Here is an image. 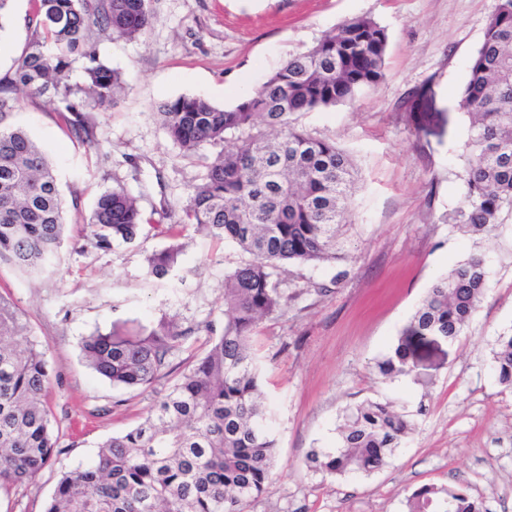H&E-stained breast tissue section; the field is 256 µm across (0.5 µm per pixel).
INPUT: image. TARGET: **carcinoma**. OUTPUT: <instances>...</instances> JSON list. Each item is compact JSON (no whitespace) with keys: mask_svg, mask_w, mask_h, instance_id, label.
I'll return each mask as SVG.
<instances>
[{"mask_svg":"<svg viewBox=\"0 0 512 512\" xmlns=\"http://www.w3.org/2000/svg\"><path fill=\"white\" fill-rule=\"evenodd\" d=\"M28 23L36 37L18 60L11 85L30 95L50 90L66 100L80 92L97 107L122 87L90 36L94 23L134 39L152 23L148 0H36ZM56 53L48 56L43 44ZM388 36L369 17L347 20L309 50L289 57L247 99L231 108L180 96L162 106L169 140L191 155L204 143L225 144L204 162L183 207L185 221L235 242L250 260L224 275V331L133 429L106 440L84 467L62 473L44 512H242L262 496L276 462L258 368L249 348L256 323L282 311L288 266L334 263L342 256L348 205L357 175L332 141L296 125V115L351 104L385 77ZM85 60V87L62 84L73 56ZM18 98L0 85V261L25 274L43 271L61 253L65 210L53 167L21 127L5 124ZM460 105L469 118L464 203L443 223L492 237L512 214V0H499L471 58ZM59 119L76 138L96 144L77 105ZM137 199L122 188L102 191L88 220L92 243L107 250L142 230ZM176 241L145 258V275L169 280L180 268ZM489 288L481 255L435 281L395 343L374 368L383 381L412 377L418 343L462 335ZM187 331L160 318L151 329L96 330L82 341L89 367L112 386L146 389L162 375ZM26 326L0 301V489L32 481L47 467L57 436L45 397V352L26 347ZM490 369L512 389V332L499 334ZM336 446L313 448L308 469L334 477L369 475L387 466L417 431L415 415L390 402L344 408ZM406 512H482L456 487L423 485Z\"/></svg>","mask_w":512,"mask_h":512,"instance_id":"obj_1","label":"carcinoma"}]
</instances>
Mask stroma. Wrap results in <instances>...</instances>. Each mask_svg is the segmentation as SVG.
<instances>
[{"label": "stroma", "mask_w": 512, "mask_h": 512, "mask_svg": "<svg viewBox=\"0 0 512 512\" xmlns=\"http://www.w3.org/2000/svg\"><path fill=\"white\" fill-rule=\"evenodd\" d=\"M498 0H151L153 22L134 40L96 34L103 63L121 72L113 101L86 108L97 147L59 120L47 94L20 96L9 122L52 160L67 214L57 263L35 276L0 263V299L47 347L46 397L58 433L52 463L31 482L0 491V512H43L62 472L88 463L101 442L138 425L206 353L224 328V275L248 261L235 243L186 223L182 207L202 158L173 146L156 114L182 95L230 107L290 55L346 20L368 16L388 33L385 78L351 105L298 115L307 132L350 153L360 189L349 206L345 257L295 266L281 277L284 313L259 321L250 340L272 410L277 463L266 492L243 512H404L425 484L460 486L484 512H512V391L490 368L499 333L512 329V216L486 240L442 222L463 204L469 119L460 107L470 60ZM33 0H13L0 31V81L14 76L33 37ZM121 187L145 221L138 238L109 250L90 241L99 193ZM183 246L173 282L144 274L148 254ZM483 253L490 282L462 336L422 346L417 380L383 383L375 358L396 341L432 283ZM173 318L188 332L168 374L144 390L97 376L81 341L111 327L151 328ZM366 400L418 412L419 432L384 469L336 479L309 470L310 449L332 446L341 407Z\"/></svg>", "instance_id": "stroma-1"}]
</instances>
